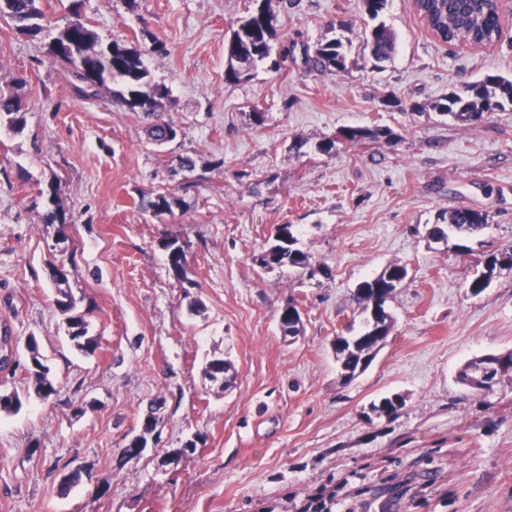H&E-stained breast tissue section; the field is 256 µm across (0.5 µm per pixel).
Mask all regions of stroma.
<instances>
[{"instance_id": "obj_1", "label": "stroma", "mask_w": 512, "mask_h": 512, "mask_svg": "<svg viewBox=\"0 0 512 512\" xmlns=\"http://www.w3.org/2000/svg\"><path fill=\"white\" fill-rule=\"evenodd\" d=\"M36 4V37L0 14V94L24 112L18 129L0 118V327L21 345L0 392L27 395L0 416V512H302L318 496L338 512H512V378L482 393L457 380L472 358L512 350V273L468 288L485 255L512 245V106L466 125L434 108L512 79V0H499L504 35L485 46L444 43L414 0H388L396 50L383 63L361 0H269L272 47L293 53L232 82L224 47L252 0ZM76 14L99 44L143 49L169 89L156 113L72 96L49 48ZM151 35L163 51L145 50ZM333 38L344 69H310L304 49ZM159 119L175 140L151 139ZM349 126L394 137L318 151ZM161 193L177 198L172 213L148 209ZM455 207L488 213L487 226L429 237ZM281 224L310 270L262 263ZM59 262L93 354L73 347L54 304ZM391 265L407 276L386 304L390 332L344 381L334 342L363 331L356 288ZM291 301L294 337L279 327ZM31 335L59 389L47 400L23 368ZM216 357L229 389L203 376ZM391 395L402 407L390 420L373 405ZM150 414L158 443L120 463ZM190 440L195 452L159 467Z\"/></svg>"}]
</instances>
